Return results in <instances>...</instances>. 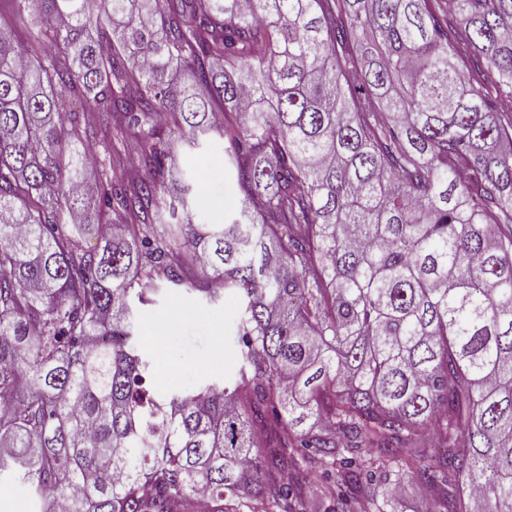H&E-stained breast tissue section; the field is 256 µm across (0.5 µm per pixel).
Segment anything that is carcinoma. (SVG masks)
<instances>
[{"instance_id":"cac0c4a2","label":"carcinoma","mask_w":512,"mask_h":512,"mask_svg":"<svg viewBox=\"0 0 512 512\" xmlns=\"http://www.w3.org/2000/svg\"><path fill=\"white\" fill-rule=\"evenodd\" d=\"M0 473L41 512H512V0H10ZM87 112L134 131L97 192ZM224 139L227 224L169 141ZM118 214L83 248L88 210ZM200 268L209 285L189 275ZM238 304V367L159 391L137 305ZM435 436L448 453L431 454ZM132 147H138L137 140L132 133L127 135L122 140H112V156L119 155L123 160L124 178L128 181H136L139 177L144 176V171L141 168L134 169L131 166L129 155ZM400 499L403 505L402 512H425V496L419 483L415 479H407L400 485Z\"/></svg>"}]
</instances>
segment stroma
Listing matches in <instances>:
<instances>
[{
	"instance_id": "35a3bbf8",
	"label": "stroma",
	"mask_w": 512,
	"mask_h": 512,
	"mask_svg": "<svg viewBox=\"0 0 512 512\" xmlns=\"http://www.w3.org/2000/svg\"><path fill=\"white\" fill-rule=\"evenodd\" d=\"M172 152L180 165L193 171L198 183L192 209L198 222L221 224L239 211L242 195L234 174L224 160V144L214 140L208 153L196 155L182 142ZM237 307L233 299L207 305L195 296L166 291L139 312V330L145 351L156 366L159 386L192 387L203 374L204 363L222 359L225 372H232L236 354L228 331Z\"/></svg>"
}]
</instances>
